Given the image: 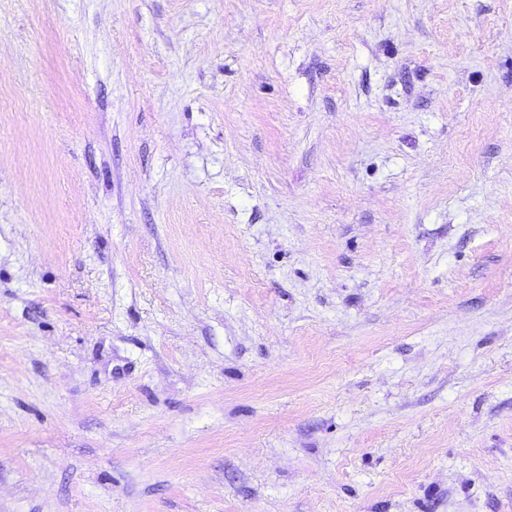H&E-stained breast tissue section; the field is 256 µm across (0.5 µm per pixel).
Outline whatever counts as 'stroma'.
<instances>
[{"mask_svg":"<svg viewBox=\"0 0 512 512\" xmlns=\"http://www.w3.org/2000/svg\"><path fill=\"white\" fill-rule=\"evenodd\" d=\"M0 512H512V0H0Z\"/></svg>","mask_w":512,"mask_h":512,"instance_id":"35a3bbf8","label":"stroma"}]
</instances>
